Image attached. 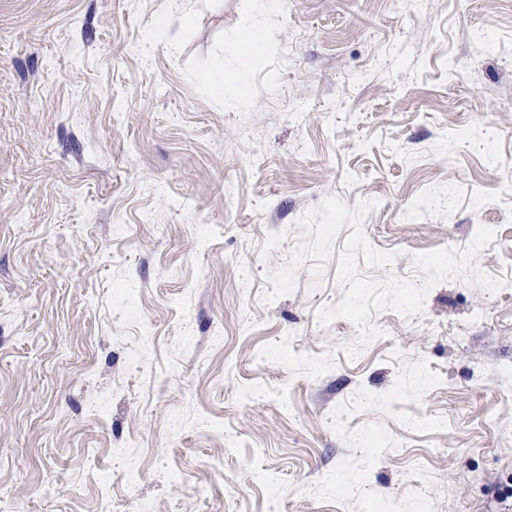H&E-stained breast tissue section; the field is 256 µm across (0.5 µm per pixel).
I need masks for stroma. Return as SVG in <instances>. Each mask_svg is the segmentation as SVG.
Returning a JSON list of instances; mask_svg holds the SVG:
<instances>
[{"instance_id": "35a3bbf8", "label": "stroma", "mask_w": 512, "mask_h": 512, "mask_svg": "<svg viewBox=\"0 0 512 512\" xmlns=\"http://www.w3.org/2000/svg\"><path fill=\"white\" fill-rule=\"evenodd\" d=\"M511 174L512 0H0V512H512V288L261 299L330 195L512 279Z\"/></svg>"}]
</instances>
